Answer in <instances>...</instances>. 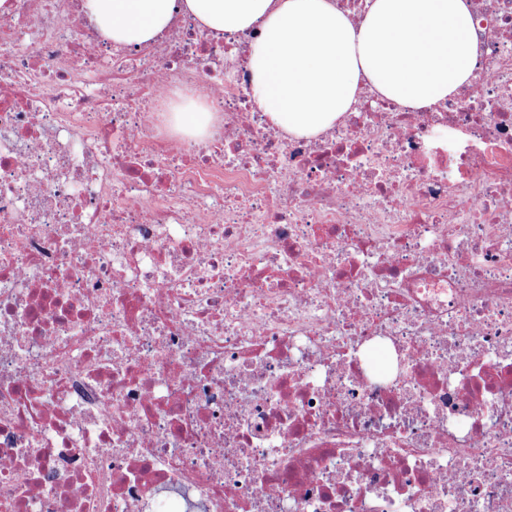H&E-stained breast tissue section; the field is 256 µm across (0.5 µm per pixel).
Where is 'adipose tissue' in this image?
I'll return each instance as SVG.
<instances>
[{
    "label": "adipose tissue",
    "instance_id": "ef3b65f1",
    "mask_svg": "<svg viewBox=\"0 0 512 512\" xmlns=\"http://www.w3.org/2000/svg\"><path fill=\"white\" fill-rule=\"evenodd\" d=\"M118 47L153 42L176 15L213 32L261 28L250 54L252 93L284 134L335 127L362 85L413 111L432 109L475 77L468 0H366L353 26L334 0H83Z\"/></svg>",
    "mask_w": 512,
    "mask_h": 512
}]
</instances>
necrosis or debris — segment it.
I'll use <instances>...</instances> for the list:
<instances>
[{"mask_svg": "<svg viewBox=\"0 0 512 512\" xmlns=\"http://www.w3.org/2000/svg\"><path fill=\"white\" fill-rule=\"evenodd\" d=\"M9 3L0 512H512V0H469L447 101L315 139L255 100L259 31Z\"/></svg>", "mask_w": 512, "mask_h": 512, "instance_id": "1", "label": "necrosis or debris"}]
</instances>
